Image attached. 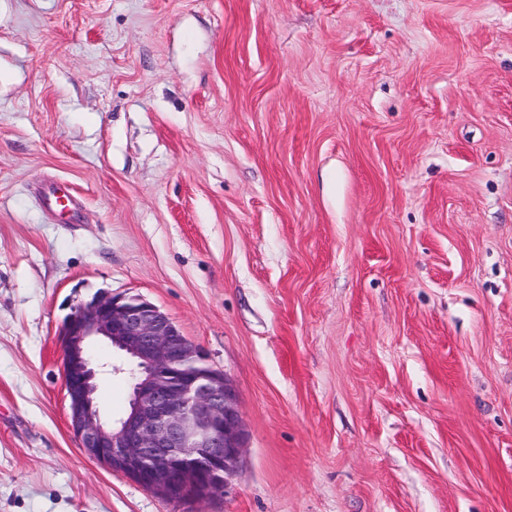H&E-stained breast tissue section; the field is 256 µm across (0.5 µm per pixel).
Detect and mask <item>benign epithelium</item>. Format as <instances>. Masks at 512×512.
Wrapping results in <instances>:
<instances>
[{"instance_id":"7a95c632","label":"benign epithelium","mask_w":512,"mask_h":512,"mask_svg":"<svg viewBox=\"0 0 512 512\" xmlns=\"http://www.w3.org/2000/svg\"><path fill=\"white\" fill-rule=\"evenodd\" d=\"M60 336L69 424L89 457L167 500L208 502L229 493L245 449L244 422L233 381L202 347L136 295L97 294L77 304ZM100 341L122 361L95 363ZM104 372L130 384L128 409L112 423L95 402Z\"/></svg>"}]
</instances>
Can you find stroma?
Returning a JSON list of instances; mask_svg holds the SVG:
<instances>
[{
	"label": "stroma",
	"mask_w": 512,
	"mask_h": 512,
	"mask_svg": "<svg viewBox=\"0 0 512 512\" xmlns=\"http://www.w3.org/2000/svg\"><path fill=\"white\" fill-rule=\"evenodd\" d=\"M101 291L233 380L227 496L79 448ZM0 512H512V0H0Z\"/></svg>",
	"instance_id": "35a3bbf8"
}]
</instances>
